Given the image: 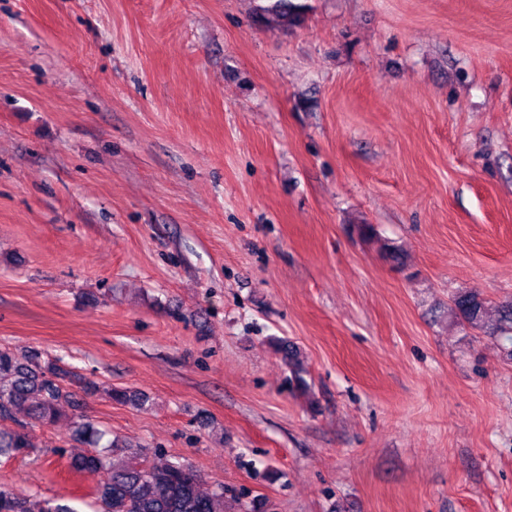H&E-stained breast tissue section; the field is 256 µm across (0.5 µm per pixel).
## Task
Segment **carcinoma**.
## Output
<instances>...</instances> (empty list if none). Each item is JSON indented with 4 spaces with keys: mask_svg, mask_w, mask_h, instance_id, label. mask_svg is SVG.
I'll list each match as a JSON object with an SVG mask.
<instances>
[{
    "mask_svg": "<svg viewBox=\"0 0 512 512\" xmlns=\"http://www.w3.org/2000/svg\"><path fill=\"white\" fill-rule=\"evenodd\" d=\"M306 6L294 0H266L259 18L289 29L303 20ZM455 317L462 323L483 329L487 305L475 291L460 292L453 298ZM490 335L507 347L512 357V301L497 307V320ZM290 379L295 388L309 391L304 361L296 351L285 352ZM85 392H95V382L68 369L50 354L33 353L20 360L0 350V420H12L17 429L0 431V456L25 457L33 445L23 432L32 423L53 424L62 417L61 403L75 395L64 391L62 382ZM76 435L98 447L100 434L83 417L74 421ZM140 453L123 454V445L112 441L101 451L74 456L71 470L99 475L94 488L101 512H224V488L201 489L202 477L189 464L159 456L138 460ZM0 512H77L59 498L24 495L0 487Z\"/></svg>",
    "mask_w": 512,
    "mask_h": 512,
    "instance_id": "carcinoma-1",
    "label": "carcinoma"
}]
</instances>
